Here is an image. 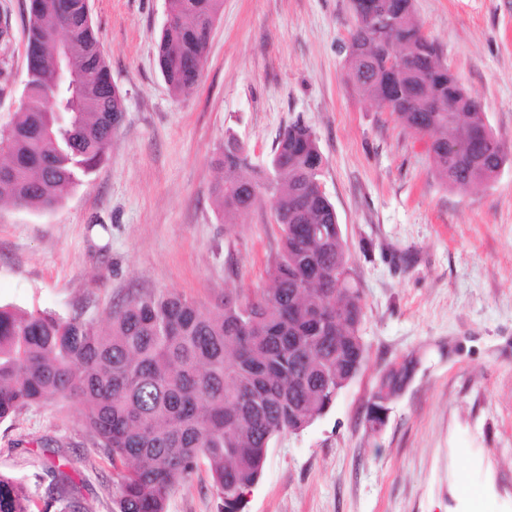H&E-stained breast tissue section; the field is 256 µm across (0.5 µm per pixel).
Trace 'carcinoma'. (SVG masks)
I'll return each instance as SVG.
<instances>
[{
    "instance_id": "1",
    "label": "carcinoma",
    "mask_w": 512,
    "mask_h": 512,
    "mask_svg": "<svg viewBox=\"0 0 512 512\" xmlns=\"http://www.w3.org/2000/svg\"><path fill=\"white\" fill-rule=\"evenodd\" d=\"M159 68L175 93L199 81L223 0H165ZM358 15L346 58L353 88L430 140L436 176L450 188L491 180L505 160L480 104L441 64L415 21L413 0H351ZM26 102L0 129V200L51 209L97 167L122 99L91 19L89 0H29ZM212 188L229 222L271 202L281 248L269 285L215 311L175 295L131 294L103 328L81 312L0 305V422L71 400L94 447L112 463V512H166L170 492L204 462L223 512H244L272 439L322 417L363 367L361 296L335 208L314 188L324 164L299 120L281 135L265 172L228 134ZM414 364L386 369L366 420L382 423ZM66 463L30 488L0 473V512H81Z\"/></svg>"
}]
</instances>
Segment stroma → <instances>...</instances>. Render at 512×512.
I'll return each instance as SVG.
<instances>
[{
  "instance_id": "obj_1",
  "label": "stroma",
  "mask_w": 512,
  "mask_h": 512,
  "mask_svg": "<svg viewBox=\"0 0 512 512\" xmlns=\"http://www.w3.org/2000/svg\"><path fill=\"white\" fill-rule=\"evenodd\" d=\"M27 0H0V124L27 80ZM441 61L477 100L506 159L452 189L426 138L349 86L350 0H223L198 84L174 95L156 42L165 0H91L124 102L107 160L52 209L0 203V302L100 326L130 293L206 310L266 283L270 202L224 223L211 190L227 133L266 170L279 131L308 124L358 284L366 360L321 418L270 444L244 512H512V0H413ZM415 372L372 430L381 372ZM65 453L84 512H112V466L73 402L0 422V471L34 479ZM167 512H222L207 468Z\"/></svg>"
}]
</instances>
